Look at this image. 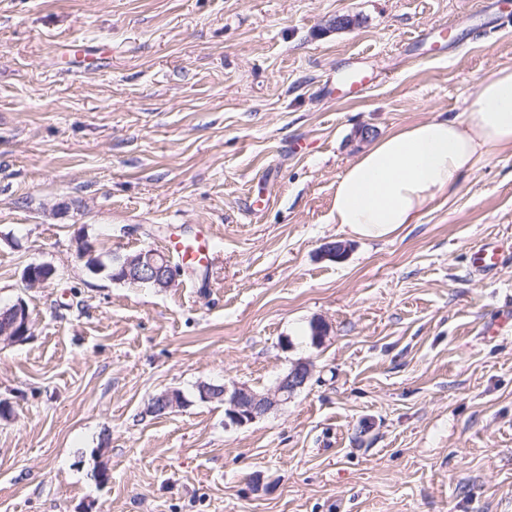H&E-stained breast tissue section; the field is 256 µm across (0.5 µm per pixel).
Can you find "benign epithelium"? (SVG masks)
I'll use <instances>...</instances> for the list:
<instances>
[{"mask_svg":"<svg viewBox=\"0 0 512 512\" xmlns=\"http://www.w3.org/2000/svg\"><path fill=\"white\" fill-rule=\"evenodd\" d=\"M55 269L48 264H32L23 273L25 282L37 287L51 280ZM179 270L168 257L153 249H147L122 258L119 278L127 282L149 281L161 289L175 284ZM30 335V316L26 305L18 301L8 311L7 325L0 329V339L11 343L20 342ZM310 378V366L306 362H297L286 374L280 377L274 389L260 394L246 386H213L211 391L219 394L226 406V418L235 426H245L268 413L275 406L286 403L299 390L303 389ZM186 404L184 395L170 390L156 396L149 404L153 414H164Z\"/></svg>","mask_w":512,"mask_h":512,"instance_id":"obj_1","label":"benign epithelium"}]
</instances>
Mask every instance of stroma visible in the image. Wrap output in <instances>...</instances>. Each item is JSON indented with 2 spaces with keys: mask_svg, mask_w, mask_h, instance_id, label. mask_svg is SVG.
<instances>
[{
  "mask_svg": "<svg viewBox=\"0 0 512 512\" xmlns=\"http://www.w3.org/2000/svg\"><path fill=\"white\" fill-rule=\"evenodd\" d=\"M503 68L512 0H0V307L31 326L0 341V512H512V323L482 334L512 311V149L385 239L331 217L371 141ZM203 224L211 265L165 290L79 256ZM299 361L246 426L198 398ZM499 254L497 247H483L471 253L469 262L472 269L478 273H487L494 270L498 265ZM8 311L7 318L2 316L1 309V327L0 339L11 343L23 341L30 335V316L26 305L22 301H18ZM186 404V398L177 391L170 390L156 396L149 404V410L153 414H164L176 407Z\"/></svg>",
  "mask_w": 512,
  "mask_h": 512,
  "instance_id": "1",
  "label": "stroma"
}]
</instances>
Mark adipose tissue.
<instances>
[{
  "instance_id": "adipose-tissue-1",
  "label": "adipose tissue",
  "mask_w": 512,
  "mask_h": 512,
  "mask_svg": "<svg viewBox=\"0 0 512 512\" xmlns=\"http://www.w3.org/2000/svg\"><path fill=\"white\" fill-rule=\"evenodd\" d=\"M512 147V69L484 80L463 117L433 118L375 141L339 178L332 217L363 238L382 239L417 223L425 206L478 162Z\"/></svg>"
}]
</instances>
